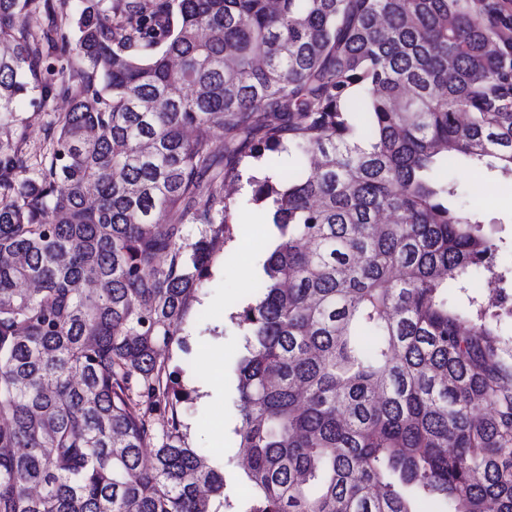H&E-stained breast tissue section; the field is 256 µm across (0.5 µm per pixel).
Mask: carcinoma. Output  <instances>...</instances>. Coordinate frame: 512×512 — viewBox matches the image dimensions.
Returning a JSON list of instances; mask_svg holds the SVG:
<instances>
[{
  "instance_id": "obj_1",
  "label": "carcinoma",
  "mask_w": 512,
  "mask_h": 512,
  "mask_svg": "<svg viewBox=\"0 0 512 512\" xmlns=\"http://www.w3.org/2000/svg\"><path fill=\"white\" fill-rule=\"evenodd\" d=\"M0 0V512H512V340L448 289L496 245L441 177L512 174L484 0ZM70 108L34 159L21 101ZM224 130L217 140L212 130ZM251 176L278 244L238 314L252 497L185 446L162 348ZM207 229L189 243L185 225ZM151 454V464L144 457Z\"/></svg>"
}]
</instances>
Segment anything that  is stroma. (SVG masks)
<instances>
[{
  "label": "stroma",
  "instance_id": "stroma-1",
  "mask_svg": "<svg viewBox=\"0 0 512 512\" xmlns=\"http://www.w3.org/2000/svg\"><path fill=\"white\" fill-rule=\"evenodd\" d=\"M67 110L68 101L61 96L51 97L43 112L23 103L26 123L16 133L23 148L42 151L50 123ZM294 167V160L283 152L266 153L255 166L240 165L242 179L224 235L213 244L209 273L187 301L178 341L163 352L190 392L187 400L176 405L185 444L208 449L214 458L223 460L226 492L234 502L251 492L236 480L242 469L236 435L241 414L235 368L245 352V336L235 315L253 301L254 284L263 277L264 261L278 240L274 224L262 222L257 209L245 202L246 179L253 175L278 178ZM448 177L456 183L461 203L490 224L498 270L506 275L502 286L512 293V175L462 164Z\"/></svg>",
  "mask_w": 512,
  "mask_h": 512
}]
</instances>
